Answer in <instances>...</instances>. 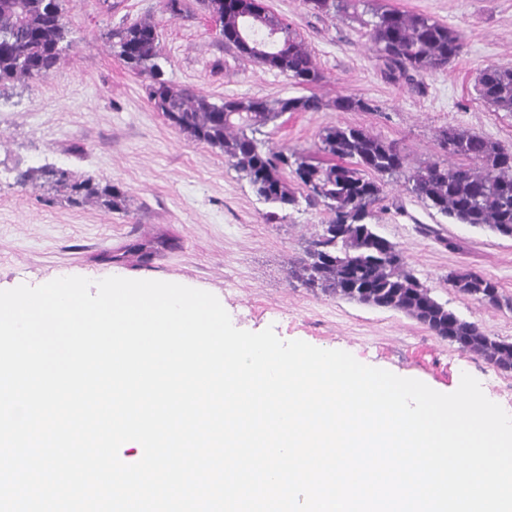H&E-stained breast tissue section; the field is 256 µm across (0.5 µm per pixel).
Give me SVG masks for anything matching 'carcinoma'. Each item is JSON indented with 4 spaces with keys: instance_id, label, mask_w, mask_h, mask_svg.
Returning <instances> with one entry per match:
<instances>
[{
    "instance_id": "carcinoma-1",
    "label": "carcinoma",
    "mask_w": 512,
    "mask_h": 512,
    "mask_svg": "<svg viewBox=\"0 0 512 512\" xmlns=\"http://www.w3.org/2000/svg\"><path fill=\"white\" fill-rule=\"evenodd\" d=\"M318 12L352 13L374 43L389 76L407 81L433 72L457 58L464 33L422 13L392 8L358 12L361 0H305ZM255 0H224L207 5L224 43L240 56L288 76L307 89L324 75L290 26L274 14L261 21ZM68 22L60 0H0V82H27L48 77L71 47ZM128 70L149 80L148 96L171 125L190 139L217 148L245 177L255 195L286 210L298 205L296 188L310 204H322L329 219L292 275L307 288L403 312L463 351L498 367L512 363V342L491 337L474 322L449 311L431 290L405 269L396 244L367 222L381 200L384 178L409 172L408 189L428 206L459 224L508 234L512 228V149L466 130L449 126L437 137L438 155L412 167L394 144L360 126H326L317 157L274 150L257 138L262 129L288 112H318V96L226 98L219 103L179 89L163 79L158 63L156 24L143 21L108 31ZM479 99L496 111L512 112V68L491 66L480 74ZM343 112H373L371 101L341 95L333 102ZM460 159L458 163L448 158ZM76 193L96 196L113 209L124 196L112 185L92 180L74 186ZM168 238L137 242L128 252L145 259L171 248ZM448 285L464 296L495 307L502 296L497 281L472 271L448 275Z\"/></svg>"
}]
</instances>
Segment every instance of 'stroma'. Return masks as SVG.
<instances>
[{
    "label": "stroma",
    "mask_w": 512,
    "mask_h": 512,
    "mask_svg": "<svg viewBox=\"0 0 512 512\" xmlns=\"http://www.w3.org/2000/svg\"><path fill=\"white\" fill-rule=\"evenodd\" d=\"M308 45L324 74L314 92L317 112H290L267 126L270 146L317 153L324 127L361 126L394 143L412 163L437 150L449 126L512 147V112H496L478 97L482 70L512 67V0H368L424 13L462 30L459 57L414 83L389 78L359 22L320 13L303 0H265ZM173 16L165 0H62L71 49L48 78L0 84V290L81 276L179 283L214 294L233 325L273 328L285 341L334 346L371 366L413 375L450 392L469 370L489 398L512 413V372L431 332L409 316L302 287L290 278L329 215L300 204L267 220L257 199L215 148L187 139L158 112L147 81L115 55L109 30L144 19L157 25L165 76L219 102L227 97L296 96L288 78L242 58L224 43L199 0ZM340 95L371 101V112H342ZM67 173L50 184L37 173ZM31 172L27 182L19 173ZM113 185L126 206L112 210L76 201L72 184ZM371 224L395 243L406 268L433 296L488 335L512 342V237L457 224L410 193L401 176L385 180ZM168 236L174 248L148 261L125 256L139 239ZM471 270L498 280L504 306L465 297L448 276Z\"/></svg>",
    "instance_id": "stroma-1"
}]
</instances>
